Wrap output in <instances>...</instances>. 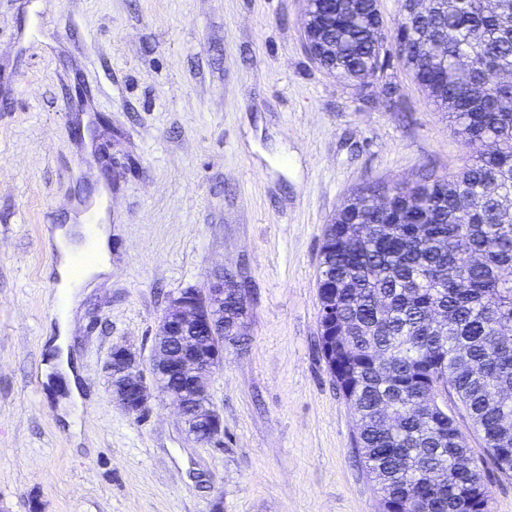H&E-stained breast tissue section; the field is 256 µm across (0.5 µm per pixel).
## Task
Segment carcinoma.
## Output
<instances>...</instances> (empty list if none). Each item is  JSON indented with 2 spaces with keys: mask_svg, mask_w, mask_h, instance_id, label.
<instances>
[{
  "mask_svg": "<svg viewBox=\"0 0 512 512\" xmlns=\"http://www.w3.org/2000/svg\"><path fill=\"white\" fill-rule=\"evenodd\" d=\"M312 40L335 76L363 93L383 64L387 27L375 0H311ZM327 13L336 25L319 24ZM403 65L469 153L446 176L358 189L326 226L319 303L336 322L328 372L357 417L355 453L380 512H490L491 495L465 435L430 396L448 392L480 433L496 468L512 474V0H438L396 22ZM384 193V207L374 204ZM245 300L224 298V338Z\"/></svg>",
  "mask_w": 512,
  "mask_h": 512,
  "instance_id": "1",
  "label": "carcinoma"
}]
</instances>
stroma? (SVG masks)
<instances>
[{
    "instance_id": "35a3bbf8",
    "label": "stroma",
    "mask_w": 512,
    "mask_h": 512,
    "mask_svg": "<svg viewBox=\"0 0 512 512\" xmlns=\"http://www.w3.org/2000/svg\"><path fill=\"white\" fill-rule=\"evenodd\" d=\"M304 0H0V512H379L318 346L326 224L360 187L468 152L399 65L359 94L307 54ZM112 187V273L81 288L72 397L50 351L47 242ZM247 292L209 398L218 442L154 392L110 397L112 346L149 365L169 299L214 270ZM512 512L465 411L449 406Z\"/></svg>"
}]
</instances>
